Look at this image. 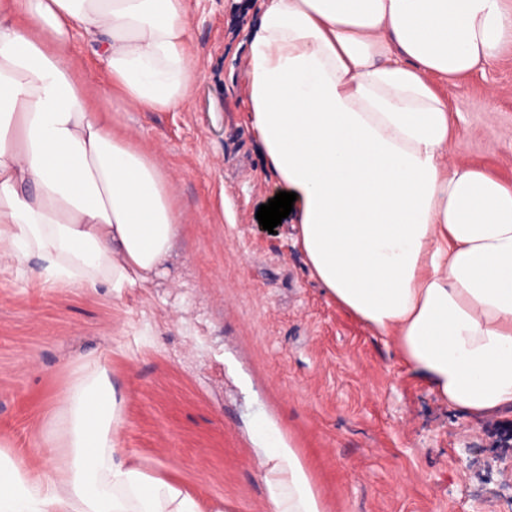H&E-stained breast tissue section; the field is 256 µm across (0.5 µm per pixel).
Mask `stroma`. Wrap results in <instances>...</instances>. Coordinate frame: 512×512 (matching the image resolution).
I'll return each instance as SVG.
<instances>
[{
    "mask_svg": "<svg viewBox=\"0 0 512 512\" xmlns=\"http://www.w3.org/2000/svg\"><path fill=\"white\" fill-rule=\"evenodd\" d=\"M200 79L183 109L123 129L169 171L186 222L144 286L33 287L0 271V441L34 468L85 359L122 399L120 453L197 494L207 512H268L250 428L298 448L327 512H512V411L450 410L391 339L336 306L295 244L256 212L279 188L251 128L247 36L261 0H188ZM455 118L449 165L512 181V49L439 85Z\"/></svg>",
    "mask_w": 512,
    "mask_h": 512,
    "instance_id": "1",
    "label": "stroma"
}]
</instances>
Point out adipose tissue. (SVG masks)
I'll use <instances>...</instances> for the list:
<instances>
[{
	"label": "adipose tissue",
	"mask_w": 512,
	"mask_h": 512,
	"mask_svg": "<svg viewBox=\"0 0 512 512\" xmlns=\"http://www.w3.org/2000/svg\"><path fill=\"white\" fill-rule=\"evenodd\" d=\"M79 39L142 112L181 108L200 71L185 0H0V266L118 298L166 265L184 219L158 156L93 103ZM508 47L512 0H264L245 84L312 276L475 416L512 409V186L449 166L433 82ZM121 403L87 360L39 445L62 462L34 470L0 448V512H203L121 459ZM254 445L268 512H325L297 448L264 422Z\"/></svg>",
	"instance_id": "1"
}]
</instances>
